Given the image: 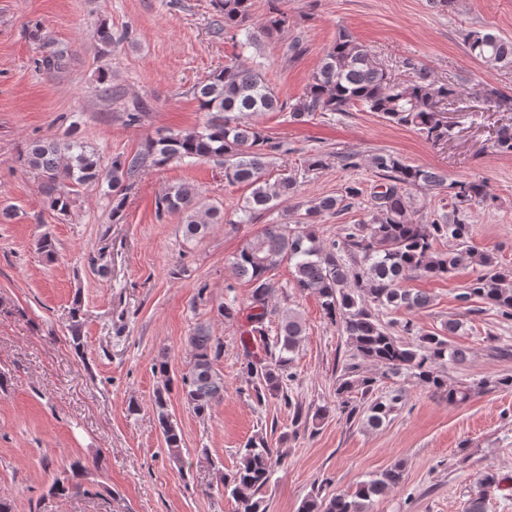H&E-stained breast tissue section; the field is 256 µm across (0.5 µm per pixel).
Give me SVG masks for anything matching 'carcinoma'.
Wrapping results in <instances>:
<instances>
[{
    "mask_svg": "<svg viewBox=\"0 0 512 512\" xmlns=\"http://www.w3.org/2000/svg\"><path fill=\"white\" fill-rule=\"evenodd\" d=\"M212 5L224 17V34L242 51L280 33L288 22L287 14L274 6L265 22L253 27L250 0H212ZM466 45L469 54L485 67L512 68L511 38L478 30L468 34ZM402 64L412 72V78L398 82L343 27L303 92L291 101L281 98L266 80L262 64L235 61L193 88L200 110L207 114L200 130L159 133L147 139L144 148L135 154L113 158L106 170L76 137L62 142L31 141L22 150L21 161L43 181L50 206L59 213L69 212L76 188L102 181L112 192V217L117 218L125 202L126 182L142 167L212 159L224 166L227 183L251 188L233 217H226L219 206L202 201L199 191L189 183L173 184L159 197L158 215L180 216L189 239L203 235L211 224H252L294 192L297 177L291 173L270 180L272 158L288 155L289 149L246 121L250 114L286 110L290 121L307 122L318 112L342 113L359 107L387 122L414 128L433 145L449 138L451 127L445 107L460 99L461 86L437 79L429 68L412 58L404 59ZM494 148L502 156H512V125L498 129ZM370 165L383 183L379 184L381 190L371 194L369 221L344 228L340 238L328 243L320 238L318 219L343 212L349 207L347 200L361 194L358 187L349 185L338 196L309 201L303 220L294 226L264 225L234 256L235 274L252 285L247 320L250 333L259 339V350L246 351L242 371L253 379L257 402L279 398L292 404L287 382L294 378L295 353L305 331L302 319L292 310L285 312L272 343L267 341L265 330L269 300L277 288L271 272L284 262L294 269L292 287L319 298L325 317L341 327L360 360L381 365L393 375L411 378L452 405L467 403L491 385L512 387V376L448 385L444 366L450 361H464L465 352L451 347L440 334H417L409 322L397 334L393 324L386 325L379 319L383 309L418 311L429 304L427 295L403 288L405 280L443 278L463 265H476L480 272L457 299L467 303L479 298L502 317L512 319V271L500 267L491 254L467 246L469 225L459 220L452 224L423 220L416 217L412 205L411 189L418 186L446 189L450 198L461 205L478 203L488 197L485 182L448 183L437 172L408 164L388 151L373 155ZM440 241L448 242L449 247L437 248ZM411 336L417 340H409ZM188 343L192 357L186 372L176 379L169 377L165 361L159 363L158 370L166 376V385L178 384L194 413L205 417L213 402L224 395V378L214 368L224 353V345L204 325L195 327ZM376 391L377 378L358 374L357 365L352 364L336 383L335 407L317 409L312 419L324 420L334 410L351 418L360 410L350 398L356 392L367 404V425L377 428L400 409L403 396L399 390L384 395ZM155 406L168 454L180 462L183 438L169 420L164 392L157 393ZM277 456L267 437L257 433L239 451L235 469L219 472V484L224 494L237 503L236 512H267L263 489L272 479ZM404 475L405 462L397 460L371 475L352 494L311 491L298 512H373L374 503L400 485ZM502 481L495 472L479 473L467 512H486L488 490L499 487Z\"/></svg>",
    "mask_w": 512,
    "mask_h": 512,
    "instance_id": "obj_1",
    "label": "carcinoma"
}]
</instances>
